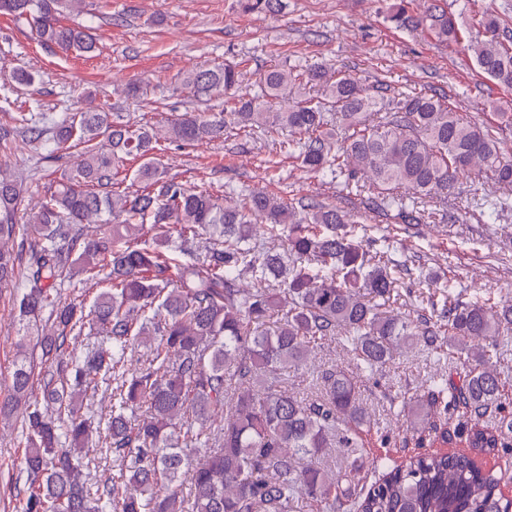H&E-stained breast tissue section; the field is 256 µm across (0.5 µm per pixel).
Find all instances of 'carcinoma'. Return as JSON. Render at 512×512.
Returning a JSON list of instances; mask_svg holds the SVG:
<instances>
[{"instance_id": "1", "label": "carcinoma", "mask_w": 512, "mask_h": 512, "mask_svg": "<svg viewBox=\"0 0 512 512\" xmlns=\"http://www.w3.org/2000/svg\"><path fill=\"white\" fill-rule=\"evenodd\" d=\"M81 4L0 0V13L30 17L42 43L83 56L96 48L90 30L63 22ZM387 20L460 46L486 78L512 89V35L494 17L476 21L470 37L439 0L417 16L394 0ZM238 81L231 64L187 73L193 96L221 100L226 112H185L164 130L94 108L63 121L48 153L72 141L83 151L24 224L20 184L0 169V288L16 300L0 420L22 418L23 512H300L305 500L338 512L352 498L360 512H512L501 494L512 470L486 471L465 452L376 459L382 480L370 486L361 464L322 466L327 448L362 447L360 387L333 366L312 376L317 399L285 386L328 336H341L371 373L415 342L453 345L465 380H434L402 410L412 424L456 410L468 418L469 447L511 448L512 416L492 428L482 418L501 395L499 338L512 331V305L450 301L415 321L384 310L374 299L390 300L397 279L386 253L363 250L357 215L263 189L227 186L220 202L167 177L160 156L168 141L190 146L274 124L302 168L341 180L364 212L408 231L430 219L425 205L445 203L475 171L502 189L486 217L512 209V159L500 141L512 112L495 104L479 124L445 96L367 87L318 66L269 69L252 97L235 94ZM134 161L142 189L114 190ZM255 224L281 230L280 243L258 249ZM104 270L107 286L88 311L55 288ZM88 328L110 347L84 342ZM135 345L147 353L131 369ZM101 388L109 410L93 429L84 400ZM95 440L112 471L84 477Z\"/></svg>"}]
</instances>
